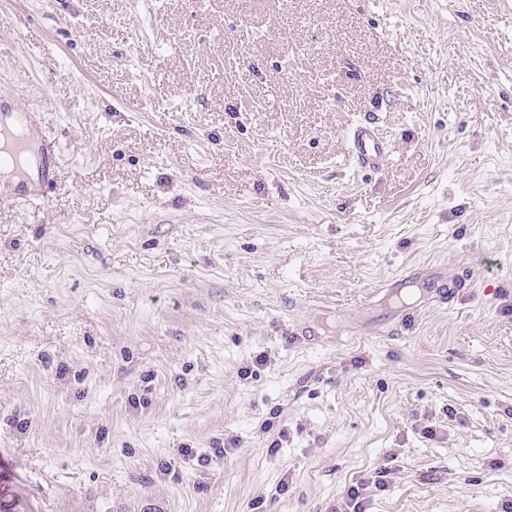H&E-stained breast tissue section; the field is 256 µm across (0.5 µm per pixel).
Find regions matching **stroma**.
Returning a JSON list of instances; mask_svg holds the SVG:
<instances>
[{"instance_id": "stroma-1", "label": "stroma", "mask_w": 512, "mask_h": 512, "mask_svg": "<svg viewBox=\"0 0 512 512\" xmlns=\"http://www.w3.org/2000/svg\"><path fill=\"white\" fill-rule=\"evenodd\" d=\"M0 101V502L512 512V0H0ZM350 142V156L360 167L380 171L390 153V141L370 123H359L347 131ZM39 148L46 160L41 176L33 186L25 188L23 191H17L12 185H9L11 195L16 200L31 201L37 199L45 201V198L47 197V189H49L53 183L58 169L56 159L59 151L57 145L46 143L44 141H40Z\"/></svg>"}]
</instances>
